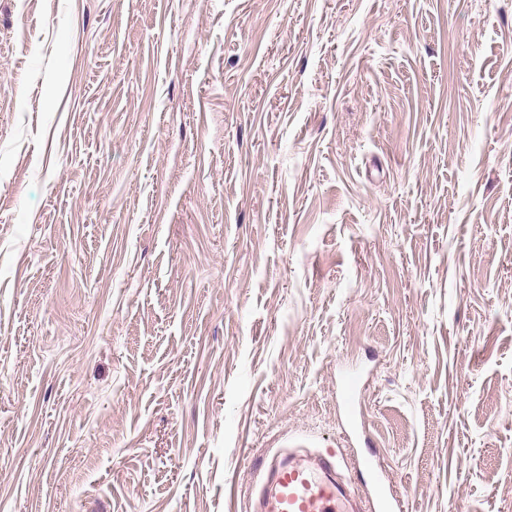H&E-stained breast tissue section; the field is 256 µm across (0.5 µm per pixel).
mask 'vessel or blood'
Masks as SVG:
<instances>
[{"label":"vessel or blood","mask_w":512,"mask_h":512,"mask_svg":"<svg viewBox=\"0 0 512 512\" xmlns=\"http://www.w3.org/2000/svg\"><path fill=\"white\" fill-rule=\"evenodd\" d=\"M339 464L335 453L326 452L313 461L298 458L264 468L256 512H403L404 503L376 458H358L356 471L365 492L355 498L336 479Z\"/></svg>","instance_id":"b4317fda"}]
</instances>
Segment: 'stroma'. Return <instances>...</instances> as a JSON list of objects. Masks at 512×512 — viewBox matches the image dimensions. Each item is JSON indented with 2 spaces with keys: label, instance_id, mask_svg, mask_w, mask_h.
Returning <instances> with one entry per match:
<instances>
[{
  "label": "stroma",
  "instance_id": "stroma-1",
  "mask_svg": "<svg viewBox=\"0 0 512 512\" xmlns=\"http://www.w3.org/2000/svg\"><path fill=\"white\" fill-rule=\"evenodd\" d=\"M328 450L512 512V0H0V512Z\"/></svg>",
  "mask_w": 512,
  "mask_h": 512
}]
</instances>
